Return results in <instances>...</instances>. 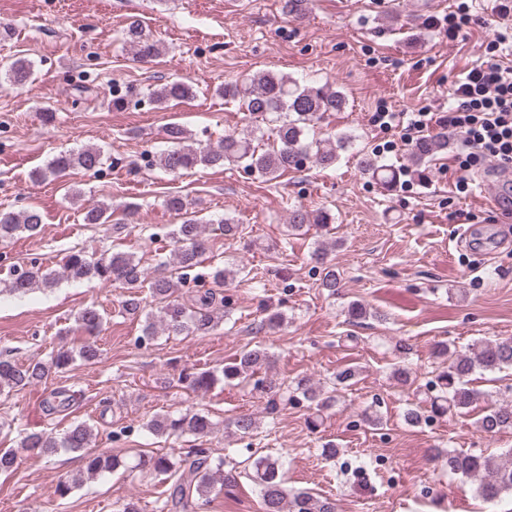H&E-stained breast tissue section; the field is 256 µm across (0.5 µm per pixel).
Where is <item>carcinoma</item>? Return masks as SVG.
Masks as SVG:
<instances>
[{"label":"carcinoma","instance_id":"cac0c4a2","mask_svg":"<svg viewBox=\"0 0 512 512\" xmlns=\"http://www.w3.org/2000/svg\"><path fill=\"white\" fill-rule=\"evenodd\" d=\"M125 42L129 44L140 61L154 60L162 55L161 42L146 33L139 20H131L125 31ZM34 74L33 63L17 57L0 67V79L16 86L26 84ZM224 100L232 101L252 121H263L273 125L274 140L271 147L259 149L251 139L235 134L224 135V141L217 147H199L188 143L187 131L179 124L166 128L170 147L159 153L156 164L165 171L178 174L195 167H216L224 162H235L251 175L264 181L280 177L288 169H299L307 160L323 168L336 164L338 152L345 151L353 144V137L341 134L323 140H308L311 126L328 112H341L346 108V98L327 85L302 86L298 81L280 73L262 72L247 84H226L218 89ZM193 97L192 86L182 80H171L152 93L155 104L165 107L172 101H183ZM448 149V130L437 131L418 144L410 153L413 165H421L427 158ZM104 165L101 150L84 147L77 151L61 153L51 159L46 167L37 170L34 178L45 181L58 177L71 169L96 173ZM361 169L388 186L406 175L409 170L399 171L392 166L378 164L368 155L359 160ZM167 209L183 216L180 224L173 225L169 232L177 260V280L157 277L149 281L151 296L160 304L164 330L171 335H206L219 323L216 293L210 289L199 291L182 302L175 296L178 284L187 278L189 271L201 263L207 250L202 224L195 218L193 203L174 195L165 200ZM113 215L112 207L96 205L87 210L84 221L87 224H107ZM292 231H301L307 225L328 226L329 216L323 212L312 214L306 210L290 212ZM43 224L41 213L33 208L21 210H0V241L13 239L21 234L35 236ZM313 258L322 266L321 286L329 294L336 295L343 288L340 274L325 261V252L317 247ZM67 277L72 279L98 280L120 284L129 289L123 301V310L136 315L141 311V300L137 289L143 287L144 272L140 260L132 253L102 251L88 254L82 250L71 252L64 264ZM58 283L55 270L34 261L27 267L14 270L9 282V291L24 295L31 290L52 288ZM103 317L94 306H86L75 316L77 328L94 335L101 327ZM99 356L92 344H84L79 350H59L50 359L16 363L0 360V394H9L34 386L52 371L66 370L76 359L93 362ZM435 356L442 359V370L435 380L426 386L431 413L443 416L447 413L467 414L481 398V393L469 387V377L475 373L494 374L505 369L512 370V337L494 342L471 345L466 351L458 352L447 344L435 349ZM269 358L267 351L254 348L241 352L234 362L224 365L219 371L185 370L180 381L194 391H207L215 383L247 380L254 377L257 369ZM255 388L267 396L269 413L279 405L296 398L308 403L316 411L329 406L332 396L326 394L308 378L296 381L295 386L275 381L256 380ZM231 425L241 437H250L258 429L257 422L248 416L235 418ZM479 429L490 435L512 430V402L491 403L477 420ZM146 428L157 436L192 435L203 438L214 432L216 422L203 411L187 410L177 416H157L146 424ZM92 427L85 421L75 422L60 434L28 432L20 440V447L46 458L60 451L78 453L85 460L87 473L101 476L114 472L123 466V461L105 453L87 452L91 447ZM434 457L445 461L448 472L470 478L476 482V492L483 501L498 500L502 494H512V448L504 454V460L497 462L491 457L443 452L435 449ZM249 479L257 487L263 512H336L335 503L320 499L302 489L285 486L283 463L272 455L259 456L251 463ZM134 468L166 475L172 479L163 502V512H199L212 489L237 485L236 468L226 469V459L213 455L211 449L198 445L185 458L174 461L160 452L138 455Z\"/></svg>","mask_w":512,"mask_h":512}]
</instances>
